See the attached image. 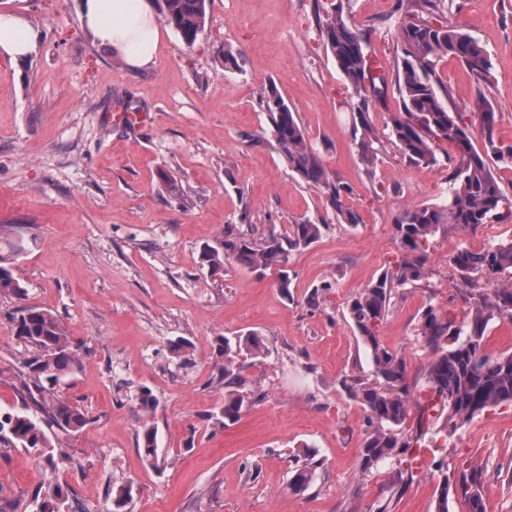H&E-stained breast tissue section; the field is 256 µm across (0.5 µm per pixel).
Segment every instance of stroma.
I'll return each instance as SVG.
<instances>
[{
    "label": "stroma",
    "instance_id": "obj_1",
    "mask_svg": "<svg viewBox=\"0 0 512 512\" xmlns=\"http://www.w3.org/2000/svg\"><path fill=\"white\" fill-rule=\"evenodd\" d=\"M331 0H211L203 31L185 45L165 28L154 65L132 73L83 31L74 0H0L40 30L34 54L0 57V223L24 228L14 265L25 300L0 296V410L22 405L17 373L27 349L9 318L20 305L61 316L80 365L57 386L89 420L82 432H49L65 455L56 478L83 512H112V481L132 484L126 512H435L437 463L462 477L482 472L486 512H512V405L445 437L429 428L410 480L391 459L362 471L367 412L343 386L373 367L346 305L407 255L394 230L408 207L448 206L452 166L413 163L393 143L365 166L353 136L357 99L326 50L319 20ZM345 17L394 76L398 0H346ZM433 16L485 47L486 83L458 60L437 66L451 111L469 115L477 93L496 112V137L512 146V0H440ZM238 56L224 65L225 50ZM276 89L362 218L338 222L326 198L283 159L261 102ZM145 114L143 125L111 121ZM308 221L321 237L277 271L235 263L211 273L205 245L228 224L254 235ZM512 241V223L441 228L425 245V288L399 290L377 336L408 366L412 399L423 393L430 353L418 316L434 305L465 320L466 284L450 257L461 247ZM333 288L317 303L322 282ZM255 332L264 356L240 358L253 399L223 424L224 385L215 367L221 337ZM187 341V357L172 352ZM157 399L138 404L141 389ZM155 426L166 468L138 448ZM320 461L306 489L291 486L302 446ZM46 468L21 448L0 447V504L33 512Z\"/></svg>",
    "mask_w": 512,
    "mask_h": 512
}]
</instances>
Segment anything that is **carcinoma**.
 I'll use <instances>...</instances> for the list:
<instances>
[{"label": "carcinoma", "instance_id": "carcinoma-1", "mask_svg": "<svg viewBox=\"0 0 512 512\" xmlns=\"http://www.w3.org/2000/svg\"><path fill=\"white\" fill-rule=\"evenodd\" d=\"M211 0H166V22L177 31L184 43L194 44L204 28L206 9ZM433 0H422L420 9H407V15L397 30L401 53L397 57L394 86L402 101L399 112L387 114L385 129L398 150L416 163L436 164L440 143L455 149L457 164L451 176V202L446 209L434 207L407 208L396 218L394 229L409 257L388 268L376 280L368 283L350 301L347 311L354 327L370 355L376 381L351 375L343 385L348 393L368 412V433L362 453L361 469L396 459L407 464L415 460V451L425 433L424 426L442 420V431L452 436L459 426L485 410L512 404V353L489 356L485 349V331L493 317L512 319V284L487 293L479 288L468 292L469 313L463 325L443 315L429 304L424 307L417 325V336L430 352L424 370V384L433 405L417 404L415 437H408L402 427L409 416L411 392L406 383L407 363L403 356L386 349L376 335L377 326L384 320L391 299L402 288H421L426 282L422 245L446 224L464 230H474L491 219H512V204L507 205L491 163L512 165V146H499L494 137L496 116L491 103L478 96L471 113L478 124L483 147L476 148L473 133L464 125L459 112H451L436 90L434 79L441 58L452 56L467 66L484 82L490 73L488 54L475 38L454 26L436 24L430 10ZM322 42L330 51L354 94L358 105L359 127L362 130L360 147L363 160L373 165L380 140L369 122L365 109L373 103L385 104L387 76L376 66L369 54L365 35L344 18L343 3L319 25ZM271 123V135L288 166L310 187L325 195L336 219L350 225L361 222L360 216L343 205L342 198L352 192L329 173L319 155L307 141L295 115L275 89L262 100ZM323 225L311 222L293 224L285 231L275 224L267 225L256 237L237 224L224 225L220 246H207L201 252V262L211 272L233 261L253 272L280 271L278 288L290 296L289 277L283 270L292 253L307 248L322 233ZM20 236L17 226L0 225V293L22 300L26 287L13 273L16 262L14 238ZM451 262L463 281L473 273L500 274L512 269V242L488 245L479 250L457 249ZM17 338L34 355L23 360L20 378L27 398L38 408L0 411V447L23 448L33 457L47 462L50 471L58 462L48 454L49 438L46 429L56 428L75 434L87 425V418L76 406L60 399L55 386L73 374L79 364L77 350L67 336L60 316L37 306H22L11 314ZM266 348L264 339L249 333L234 339L220 338L217 362L224 393L221 417L235 422L248 404L240 391L244 386L238 365L242 354L259 355ZM138 447L146 460L161 469L166 458L159 446L158 432L153 426H143ZM306 448L298 455L291 485L297 490L308 486L319 461ZM462 494L468 501L469 512H485L482 486L478 473L462 480ZM453 485L443 476L435 512H450L449 502ZM132 485L127 481L112 483L113 512H124L131 497ZM38 512H75L70 497L57 483L50 481L44 490Z\"/></svg>", "mask_w": 512, "mask_h": 512}]
</instances>
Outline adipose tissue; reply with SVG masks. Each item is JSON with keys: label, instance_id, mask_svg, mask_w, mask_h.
Segmentation results:
<instances>
[{"label": "adipose tissue", "instance_id": "1", "mask_svg": "<svg viewBox=\"0 0 512 512\" xmlns=\"http://www.w3.org/2000/svg\"><path fill=\"white\" fill-rule=\"evenodd\" d=\"M79 14L97 44L120 58L129 70L154 64L161 31L149 0H81ZM39 39V30L17 14L0 11V56L24 58L36 49Z\"/></svg>", "mask_w": 512, "mask_h": 512}]
</instances>
